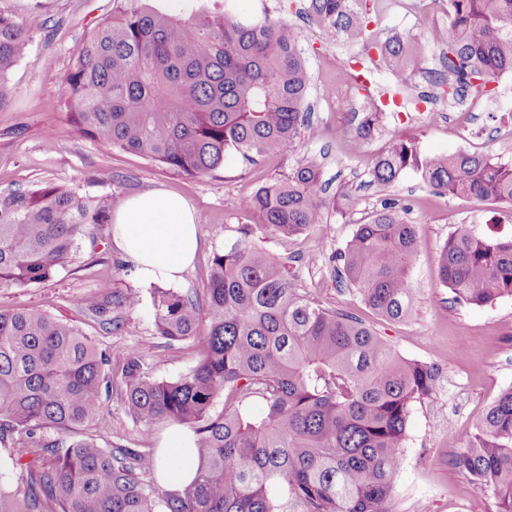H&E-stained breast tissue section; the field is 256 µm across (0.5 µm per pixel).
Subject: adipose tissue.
Masks as SVG:
<instances>
[{"label":"adipose tissue","instance_id":"1","mask_svg":"<svg viewBox=\"0 0 512 512\" xmlns=\"http://www.w3.org/2000/svg\"><path fill=\"white\" fill-rule=\"evenodd\" d=\"M112 224L116 248L131 259L135 276L144 282L180 279L196 259L197 214L180 195L154 190L131 196L115 210ZM159 454L160 481L169 491H182L198 467L193 438L174 430Z\"/></svg>","mask_w":512,"mask_h":512}]
</instances>
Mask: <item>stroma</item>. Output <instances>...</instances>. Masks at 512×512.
Returning <instances> with one entry per match:
<instances>
[{
  "label": "stroma",
  "mask_w": 512,
  "mask_h": 512,
  "mask_svg": "<svg viewBox=\"0 0 512 512\" xmlns=\"http://www.w3.org/2000/svg\"><path fill=\"white\" fill-rule=\"evenodd\" d=\"M426 2L370 0V37L347 46L302 18L305 0H232L241 15L267 13L300 27V46L310 75L311 135L294 151L253 164L232 160L212 175L189 177L136 154L105 150L70 130L60 82L82 53L88 32L111 13L113 0H0V10L10 12L18 23H26L34 12L44 19L42 28L30 32L27 56L11 71L14 97L0 112V193L51 183L101 197L112 209L150 190L181 195L199 215L200 239L193 266L174 284L183 292L201 291L213 253L237 243L245 237L242 228H249L246 237L284 264L290 281L309 302L363 320L402 357L437 369L431 395L413 404L408 421L402 464L394 481L399 512H496L492 487L475 484L453 470L448 457L465 447L488 406L512 387V297L481 307L451 302L440 281L439 255L448 237L463 224L482 232L493 219L499 231L511 233L512 206L436 195L411 169L387 187L372 184L369 176L376 156L395 135L412 137L423 157L465 152L512 163V74L489 82L488 95L477 100H458L428 87L426 72L440 67L443 41L437 29L450 27L451 20L433 23ZM395 34L411 35L415 42L417 67L404 85L381 64L375 48ZM356 60L366 66L367 91L351 105L328 108ZM426 91L446 102L443 119L420 104ZM374 109L382 114L378 132L364 143H355L354 129L364 113ZM310 160L322 167L326 196L348 194L341 209L326 213L323 224L287 238L241 210V198ZM106 171L113 174V183L100 181ZM388 199L410 204V218L417 226L415 305L401 321L385 319L354 289L338 286L332 261L358 223ZM116 288H135L143 296L140 307L125 314L121 331L104 328L98 317L71 303L72 297L108 295ZM150 291L149 284L133 276L131 263L115 247L111 224H90L72 262L47 283L0 289V309L46 312L76 326L97 350L111 355L140 349L149 372L170 380L195 365L197 352L192 344L171 343L156 334ZM123 392V385L114 383L109 421L76 429L75 437L93 435L103 448L139 447L141 427L127 413Z\"/></svg>",
  "instance_id": "1"
}]
</instances>
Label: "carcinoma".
I'll list each match as a JSON object with an SVG mask.
<instances>
[{
    "instance_id": "obj_1",
    "label": "carcinoma",
    "mask_w": 512,
    "mask_h": 512,
    "mask_svg": "<svg viewBox=\"0 0 512 512\" xmlns=\"http://www.w3.org/2000/svg\"><path fill=\"white\" fill-rule=\"evenodd\" d=\"M366 3L306 0L304 14L331 39L359 44L370 24ZM448 5V94L512 73V0ZM40 26L37 17L22 26L0 11V112L13 98L10 72L26 55L28 31ZM299 39L292 25L227 7L215 15L119 7L64 77L70 127L106 150L194 177L230 157L253 163L290 151L310 132ZM377 50L395 76H411L408 37H389ZM379 120V112L365 113L357 139L370 138ZM410 168L435 194L512 205L511 163L486 154L422 157L402 136L378 156L371 182L387 186ZM329 206L336 198L322 196L314 161L241 201L285 236L322 223ZM410 210L385 201L332 257L336 282L393 321L414 306ZM106 222L99 200L62 186L0 193V288L52 279L86 225ZM440 274L459 303L512 296V234L461 225L441 250ZM151 299L157 335L200 348L196 365L175 380L152 377L137 350L112 359L70 324L0 309V447L17 449L16 482L0 476V512H395L411 406L431 394L432 367L402 358L361 320L308 302L283 264L245 239L213 255L204 299L160 286ZM139 303L130 288L73 299L114 331ZM109 365L125 385L143 448L105 449L70 436L107 422ZM255 401L264 406L259 416L249 412ZM164 423L190 429L199 459L196 477L178 493L151 478L158 453L148 444ZM27 445L40 450L32 462L22 460ZM448 464L492 487L497 512H512V388Z\"/></svg>"
}]
</instances>
